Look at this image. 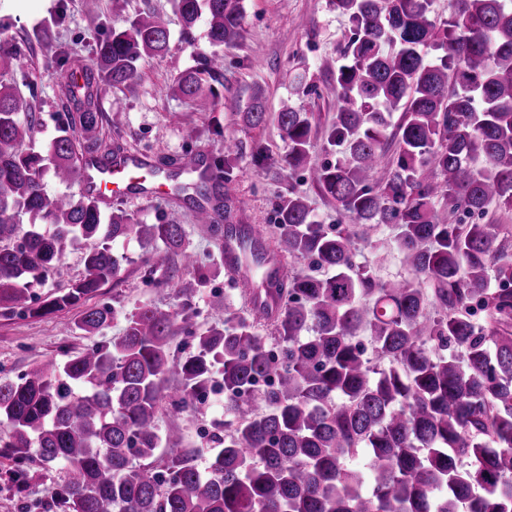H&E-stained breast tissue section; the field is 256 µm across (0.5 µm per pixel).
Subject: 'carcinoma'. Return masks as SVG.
Instances as JSON below:
<instances>
[{
	"instance_id": "cac0c4a2",
	"label": "carcinoma",
	"mask_w": 512,
	"mask_h": 512,
	"mask_svg": "<svg viewBox=\"0 0 512 512\" xmlns=\"http://www.w3.org/2000/svg\"><path fill=\"white\" fill-rule=\"evenodd\" d=\"M351 35L323 67L331 81L307 91L336 99L323 137L336 162L311 161L312 124L283 104L275 121L286 163L336 201L341 223H317L293 189L275 204V235L235 223L221 189L238 150L214 158L216 175L177 187L197 216L243 259L248 307L197 325L194 298L213 263L192 250L183 225L144 224L105 212L84 194L49 197L48 172L80 180L81 162L112 164L102 148L101 91L128 86L143 60L165 54L166 25L141 14L112 29L93 59L64 73L59 135L47 153L20 146L33 125L16 85L21 59L0 39V316L64 311L118 278L131 237L160 257L144 282L179 261L192 279L173 288L174 311L146 303L124 315L122 335L61 366L37 364L0 382V455L12 484L32 467L58 466L55 512H512V228L486 224L490 208L512 211V0H332ZM185 33L199 22L216 48L173 93L213 109L219 49L242 32L244 0H174ZM429 44L440 51L430 60ZM399 119H394L395 113ZM269 117L261 90L243 112ZM51 224L46 234L40 225ZM396 231L410 275L383 280L356 264L355 241L375 225ZM83 246L82 276L44 299L31 283L64 275L68 246ZM300 264L279 272L284 259ZM115 308H85L72 329L95 334ZM269 326L272 335L258 333ZM183 337L191 351L172 344ZM220 373L226 420L211 422L213 449L200 472L196 451L167 449L162 470L158 419L173 426ZM179 390L165 393L170 378ZM363 468L348 466L358 449ZM141 464H133V460Z\"/></svg>"
}]
</instances>
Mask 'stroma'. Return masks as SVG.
I'll use <instances>...</instances> for the list:
<instances>
[{
  "label": "stroma",
  "mask_w": 512,
  "mask_h": 512,
  "mask_svg": "<svg viewBox=\"0 0 512 512\" xmlns=\"http://www.w3.org/2000/svg\"><path fill=\"white\" fill-rule=\"evenodd\" d=\"M145 11L166 24L170 50L149 59L135 84L102 93L103 139L117 140L123 151L153 163L188 151L215 157L222 154L225 138H233L241 154L227 193L241 223L273 229L275 203L292 188L306 196L318 223L334 228L339 221L335 202L325 197L306 173L286 175L283 159L288 145L276 123L254 128L241 118L252 91L259 88L269 112H278L286 104L308 113L317 130L329 126L336 110L334 100L296 92L291 80L301 74L310 84L328 82L321 61L335 55L351 33L347 17L336 12L331 0H245L242 40L222 50L224 70L215 84L218 104L211 112L196 111L172 93L175 80L184 71L198 68L202 57L212 53L204 26L189 34L183 32L173 0H0V20L9 23L11 34L34 39L21 60L28 84L20 89L37 118L31 146L47 151L58 134L56 114L63 102L59 73L64 61L92 58L104 33L124 28ZM258 143L270 155L263 167L256 166L251 157ZM119 207L146 224L183 225L200 257L216 250L207 226L197 223L194 208L175 195L128 197ZM394 236L391 227L378 226L374 245L359 244L356 263L374 267L385 280L408 275ZM117 250L125 256L118 282L100 288L90 302L114 307L118 318L93 335L69 333L70 324L80 315L76 307L41 317L0 318L1 382L16 380L35 364H61L89 345L110 341L121 334L124 313L142 303L163 309L170 306L169 285L149 286L143 280L148 248L132 238L118 244ZM195 301L198 323L203 327L223 320L225 306L242 310L248 303L241 277L225 272L213 277ZM223 416L224 395L214 392L181 422L179 445L198 451L200 469H207L211 461L210 422ZM10 467V460L0 458V512H44L58 471L34 469L25 491L19 493L8 480Z\"/></svg>",
  "instance_id": "1"
}]
</instances>
